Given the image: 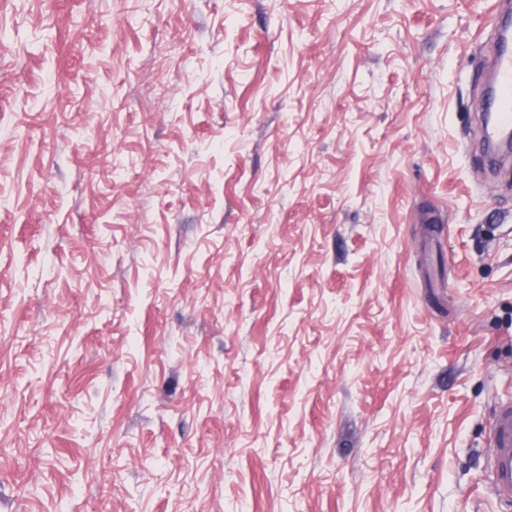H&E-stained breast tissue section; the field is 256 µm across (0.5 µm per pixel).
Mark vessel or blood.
<instances>
[{
    "instance_id": "1",
    "label": "vessel or blood",
    "mask_w": 512,
    "mask_h": 512,
    "mask_svg": "<svg viewBox=\"0 0 512 512\" xmlns=\"http://www.w3.org/2000/svg\"><path fill=\"white\" fill-rule=\"evenodd\" d=\"M495 30L496 53L492 60L491 98L486 120V133L492 139L512 129L511 10L496 9ZM483 468L498 512H512V401L500 402L495 408Z\"/></svg>"
}]
</instances>
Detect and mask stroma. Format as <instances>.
I'll use <instances>...</instances> for the list:
<instances>
[{
    "label": "stroma",
    "instance_id": "stroma-1",
    "mask_svg": "<svg viewBox=\"0 0 512 512\" xmlns=\"http://www.w3.org/2000/svg\"><path fill=\"white\" fill-rule=\"evenodd\" d=\"M493 0H0V512H497Z\"/></svg>",
    "mask_w": 512,
    "mask_h": 512
}]
</instances>
